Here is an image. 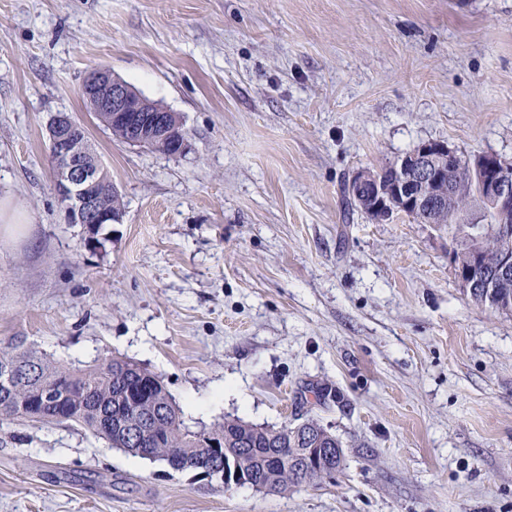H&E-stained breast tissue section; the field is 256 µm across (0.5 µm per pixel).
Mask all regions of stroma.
<instances>
[{
  "instance_id": "obj_1",
  "label": "stroma",
  "mask_w": 512,
  "mask_h": 512,
  "mask_svg": "<svg viewBox=\"0 0 512 512\" xmlns=\"http://www.w3.org/2000/svg\"><path fill=\"white\" fill-rule=\"evenodd\" d=\"M105 68L179 116L126 144ZM80 121L123 201L65 221L46 125ZM428 141L512 161V0H0V342L160 374L187 427L293 421L345 465L211 489L82 427L0 422V512H512V313L459 288L447 230L346 211L358 169ZM80 91L92 105L96 116L110 125H120L128 132L127 143L133 146H149L155 140L170 142L172 156H181L186 148L181 120L172 111L150 104L140 93L111 70L99 69L90 73L82 82ZM151 148L168 154V145H152Z\"/></svg>"
}]
</instances>
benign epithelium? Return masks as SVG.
I'll return each instance as SVG.
<instances>
[{"label":"benign epithelium","instance_id":"1","mask_svg":"<svg viewBox=\"0 0 512 512\" xmlns=\"http://www.w3.org/2000/svg\"><path fill=\"white\" fill-rule=\"evenodd\" d=\"M80 91L99 119L127 130L128 144L143 147L161 139L170 142L172 156L185 152L181 120L169 109L146 102L112 71L90 73ZM48 133L55 166L54 190L65 204L68 223L84 224L93 230L101 224L119 222L121 214L101 206L103 195L116 191V187L101 161L91 156L84 126L67 113H57L48 122ZM460 161L461 157L446 145L427 142L400 161L395 168L399 176L394 181L381 179L378 168L357 171L353 178L355 186L364 191L363 210L381 221L395 213L412 211L426 217L431 211L444 210L451 190L442 179L446 170L459 167ZM466 166L479 186L483 206L495 215L492 233L512 235V162L483 154L466 160Z\"/></svg>","mask_w":512,"mask_h":512}]
</instances>
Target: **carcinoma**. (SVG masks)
Instances as JSON below:
<instances>
[{"label": "carcinoma", "mask_w": 512, "mask_h": 512, "mask_svg": "<svg viewBox=\"0 0 512 512\" xmlns=\"http://www.w3.org/2000/svg\"><path fill=\"white\" fill-rule=\"evenodd\" d=\"M455 194L449 209L466 211L495 223L478 202L468 169L448 171ZM470 225L450 228L453 252L468 266L471 297L479 303L512 312V284L495 295L485 283L494 275L498 255L512 252V238L490 235L483 261L469 265ZM53 390L67 394L58 411L47 403ZM0 419L24 423H69L89 431L113 448L145 458L152 454L174 472L224 471L236 465L257 492L285 493L309 485L343 466L342 443L316 419L278 428L262 427L239 418H226L211 427L191 430L164 379L133 360L105 354L86 369L63 364L15 336L0 346Z\"/></svg>", "instance_id": "carcinoma-1"}]
</instances>
